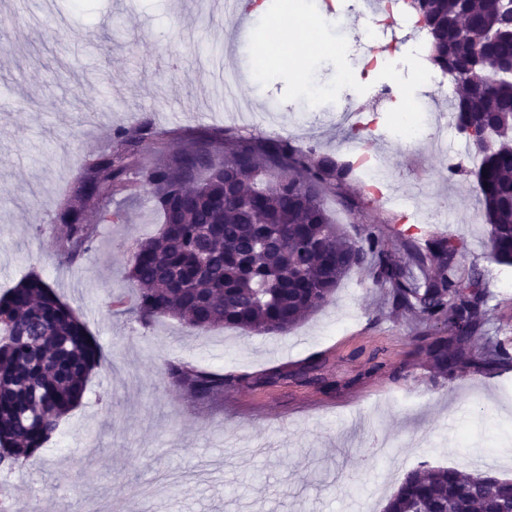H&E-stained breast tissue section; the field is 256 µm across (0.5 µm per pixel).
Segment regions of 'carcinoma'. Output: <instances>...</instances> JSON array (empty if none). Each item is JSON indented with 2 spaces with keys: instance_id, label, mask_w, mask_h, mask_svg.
Listing matches in <instances>:
<instances>
[{
  "instance_id": "obj_1",
  "label": "carcinoma",
  "mask_w": 512,
  "mask_h": 512,
  "mask_svg": "<svg viewBox=\"0 0 512 512\" xmlns=\"http://www.w3.org/2000/svg\"><path fill=\"white\" fill-rule=\"evenodd\" d=\"M415 0L428 24L431 62L454 78L456 125L478 116L493 121L492 150L472 151L470 173L487 247L512 266V72L475 68L468 47L479 43L493 59L512 58L507 36H489L504 17L501 0ZM147 128L119 126L113 145L98 154L62 204L57 221L61 261L87 253L96 225L112 223V199L148 193L162 215L156 236L140 241L129 279L135 313L149 324L170 316L191 332L234 328L244 334L286 335L329 303L343 279L364 268L389 290L393 308L424 326L420 340L428 367L444 378L512 369L505 346L479 344L488 292L476 267L459 257L464 241L440 235L421 247L391 240L376 224L350 238L332 221L328 192L351 179L353 167L331 154L303 150L287 138L256 140L224 130H185L177 149L154 142L156 162L141 167ZM195 182L199 192L183 194ZM418 268L422 277L409 275ZM105 355L86 325L35 272L0 295V471L9 473L56 436L81 401ZM171 383L191 398L215 401L244 380L235 374L171 363ZM512 503V479L454 468L408 472L385 512H499Z\"/></svg>"
}]
</instances>
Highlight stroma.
<instances>
[{"mask_svg":"<svg viewBox=\"0 0 512 512\" xmlns=\"http://www.w3.org/2000/svg\"><path fill=\"white\" fill-rule=\"evenodd\" d=\"M297 9L324 48L301 66L260 68L265 31ZM404 0L360 11L359 0H267L248 25L217 0H0V294L37 272L68 303L108 356L81 403L37 456L0 475V512H88L128 501L140 512H383L406 472L471 471L491 451L493 472L512 477V372L434 377L417 321L398 315L369 271L351 273L331 302L284 336L218 328L197 336L176 319L145 325L128 279L139 239L160 217L142 196L119 197L118 217L97 227L78 263L57 256L56 213L86 160L119 125L159 137L219 128L285 137L352 165L370 159L384 194L359 177L328 194L332 219L352 238L377 224L420 237L464 240V267L489 292L485 334L512 349V267L493 261L472 178L449 177L451 160L430 133L408 140L396 110L447 109V81L421 83L426 38ZM347 18L345 32L331 25ZM389 43V67L368 65L370 32ZM246 84L238 110L197 71L208 53ZM432 197L426 222L387 196ZM246 376L219 402L201 403L169 383L167 362ZM321 363V381L303 369ZM277 372L276 383H264ZM260 470L258 483L242 482Z\"/></svg>","mask_w":512,"mask_h":512,"instance_id":"35a3bbf8","label":"stroma"}]
</instances>
